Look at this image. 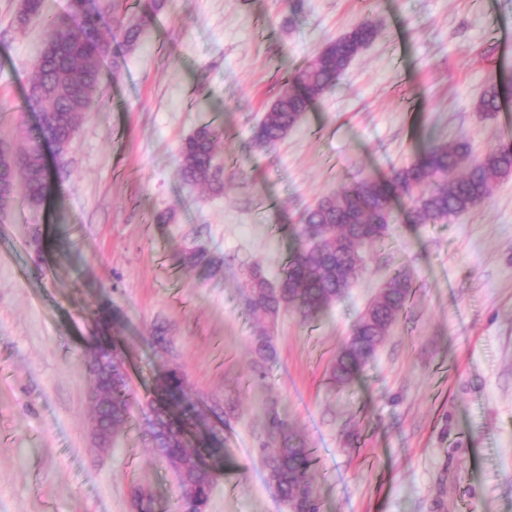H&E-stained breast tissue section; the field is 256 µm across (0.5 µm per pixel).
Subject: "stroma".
I'll return each instance as SVG.
<instances>
[{"label": "stroma", "mask_w": 512, "mask_h": 512, "mask_svg": "<svg viewBox=\"0 0 512 512\" xmlns=\"http://www.w3.org/2000/svg\"><path fill=\"white\" fill-rule=\"evenodd\" d=\"M163 0L136 44H112L52 192L0 211V512H179L176 479L138 424L98 449L89 353L117 340L132 389L180 367L224 407L223 470L206 512H287L258 448L272 415L312 448L322 512H512V176L445 224H395L350 292L319 318L282 311L265 376L244 301L252 266L276 282L303 213L354 180L391 176L421 134L472 158L512 140V97L474 104L512 72V0ZM0 0V140L34 124L23 94L46 27ZM378 24L335 89L288 136L252 129L285 78L359 23ZM218 131L224 189L182 180V141ZM168 212V223H157ZM200 248L213 270L188 268ZM415 292L352 387L330 361L394 269ZM169 342L159 354L156 332ZM511 85V74L509 76L499 74L498 78L492 77L483 94L476 102L477 110L486 114L497 112L500 108L503 94L510 89Z\"/></svg>", "instance_id": "1"}]
</instances>
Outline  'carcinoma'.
<instances>
[{
  "label": "carcinoma",
  "instance_id": "obj_1",
  "mask_svg": "<svg viewBox=\"0 0 512 512\" xmlns=\"http://www.w3.org/2000/svg\"><path fill=\"white\" fill-rule=\"evenodd\" d=\"M124 0H112L115 24L104 37L97 15L86 7L69 3L61 16H47L45 0H21L18 22L33 17L46 20L48 46L33 63L26 90L29 99L44 103L38 123L24 130L22 142L12 149L0 145V209L20 201L29 207L43 205L51 193L41 166V143L50 140L65 153L89 111L102 83L103 61L110 44L121 40L136 42L151 15L142 13L135 21L119 14ZM379 35L377 25L367 20L328 42L322 51L283 88L268 112L252 130L259 146L274 145L288 136L311 105L333 89L339 76L355 56ZM512 88V77L491 78L476 108L486 114L500 108L503 94ZM218 134L208 125L198 127L181 144V178L190 184L220 191L224 188L223 166L217 161ZM512 175V142L505 141L482 158H469V146L430 144L411 164L396 170L388 179L362 178L321 199L301 218L300 242L289 256L280 279L272 284L257 267L249 270L246 307L260 333L253 337L255 367L262 369L275 357L272 337L265 327L283 310L295 308L302 318L319 317L352 288L365 265V251L359 238L372 246L389 236L399 216L393 198L402 193L406 200L407 224L448 222L491 199L494 185ZM184 264L215 267L216 258L203 249H188ZM413 292V282L404 270H396L365 307L352 332L341 343L332 360L330 379L338 386L349 385L375 357ZM90 370L95 374L101 399L94 406V421L107 436L131 418L135 403L125 360L112 351L94 349ZM155 398L143 409V432L154 452L173 470L178 488L194 496L197 510L205 509L216 470L205 462L218 460L221 435L206 430L212 420L223 422L220 410H202L188 396V381L178 367L159 376ZM259 456L267 480L276 486L290 512H320L317 493L310 480L313 459L305 440L288 427V421L274 417Z\"/></svg>",
  "mask_w": 512,
  "mask_h": 512
}]
</instances>
